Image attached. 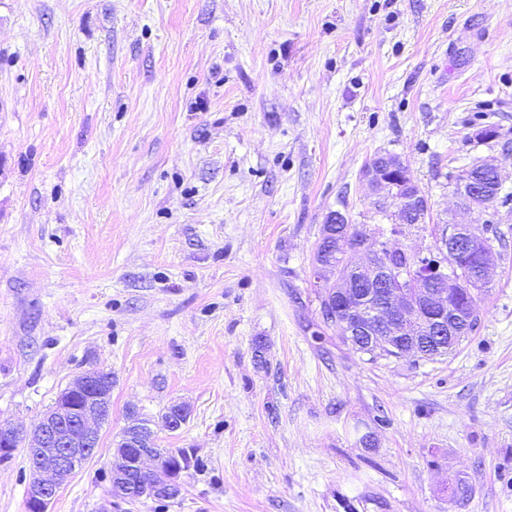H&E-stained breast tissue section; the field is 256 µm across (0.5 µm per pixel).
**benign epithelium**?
<instances>
[{"instance_id":"7a95c632","label":"benign epithelium","mask_w":512,"mask_h":512,"mask_svg":"<svg viewBox=\"0 0 512 512\" xmlns=\"http://www.w3.org/2000/svg\"><path fill=\"white\" fill-rule=\"evenodd\" d=\"M362 177L375 193L397 200L399 211H419L429 205L426 193L396 157L382 156L380 163L363 169ZM407 187L410 197L400 196ZM468 188L469 205L488 204L479 177L463 175L456 193L464 195ZM490 233L488 227L476 234L468 224H454L437 236L428 253L411 254L389 238L371 247L370 234L353 238L344 213H328L318 242L322 259L315 264L317 276L335 274V280L322 284L323 320L335 325L348 344L357 347L362 340L376 352L405 346V354L414 355L432 339L460 335L474 324L476 306L471 303L458 311L450 300L459 293L473 299L489 283L494 261ZM399 254L408 258L407 264L391 261ZM111 409L112 389L99 371L90 369L59 393L33 430L0 423V465L21 444L32 460L26 512H50L60 488L98 447L100 424ZM130 418L122 448L116 449L117 462L111 463L109 496L127 502L177 498L181 477L193 464L192 455L184 448H173L171 464L158 468L152 452L154 431L135 412H130ZM186 419V408L176 404L162 419V426L176 432ZM132 472L151 474L150 480L138 484L135 494L128 482Z\"/></svg>"}]
</instances>
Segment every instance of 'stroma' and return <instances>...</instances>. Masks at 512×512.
<instances>
[{"label": "stroma", "mask_w": 512, "mask_h": 512, "mask_svg": "<svg viewBox=\"0 0 512 512\" xmlns=\"http://www.w3.org/2000/svg\"><path fill=\"white\" fill-rule=\"evenodd\" d=\"M379 154L429 198L409 253L501 235L477 329L431 360L321 317L326 215L391 229L360 178ZM484 161L512 193V0H0V422L112 375L52 512L107 505L129 409L174 404L182 496L112 512H512V204L464 210L453 182ZM29 477L21 447L0 512Z\"/></svg>", "instance_id": "obj_1"}]
</instances>
